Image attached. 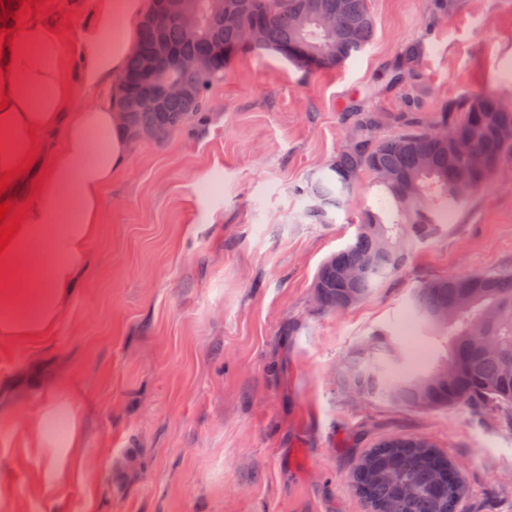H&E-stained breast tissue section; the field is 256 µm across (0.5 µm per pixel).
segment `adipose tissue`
Instances as JSON below:
<instances>
[{
	"label": "adipose tissue",
	"mask_w": 512,
	"mask_h": 512,
	"mask_svg": "<svg viewBox=\"0 0 512 512\" xmlns=\"http://www.w3.org/2000/svg\"><path fill=\"white\" fill-rule=\"evenodd\" d=\"M150 0H97L75 48V81L64 74L63 35L33 16L0 56L9 104L0 110V171L22 166L34 134L61 131L63 145L41 172L12 180L32 204L0 253V341L47 336L74 297L100 230L102 192L126 169L131 143L120 113L124 72ZM83 90L76 103L73 86Z\"/></svg>",
	"instance_id": "1"
}]
</instances>
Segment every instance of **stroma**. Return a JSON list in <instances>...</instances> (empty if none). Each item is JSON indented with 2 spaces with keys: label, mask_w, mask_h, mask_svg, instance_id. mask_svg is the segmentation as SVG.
Here are the masks:
<instances>
[{
  "label": "stroma",
  "mask_w": 512,
  "mask_h": 512,
  "mask_svg": "<svg viewBox=\"0 0 512 512\" xmlns=\"http://www.w3.org/2000/svg\"><path fill=\"white\" fill-rule=\"evenodd\" d=\"M369 0V44L342 67L305 72L272 53L235 57L210 89L205 123L133 142L103 193L84 279L50 336L0 342V512H366L352 482L379 440L435 442L460 462L462 512H512V426L487 414L350 397L346 355L378 332L428 367L442 337L412 324L422 281L512 270V155L436 239L363 302L319 311L312 282L373 201L362 177L333 223L303 215L302 189L346 146L353 112L407 111L384 70L422 41L421 105L490 92L512 107V0ZM47 15L64 62L96 0ZM77 403L85 451L24 423Z\"/></svg>",
  "instance_id": "obj_1"
}]
</instances>
